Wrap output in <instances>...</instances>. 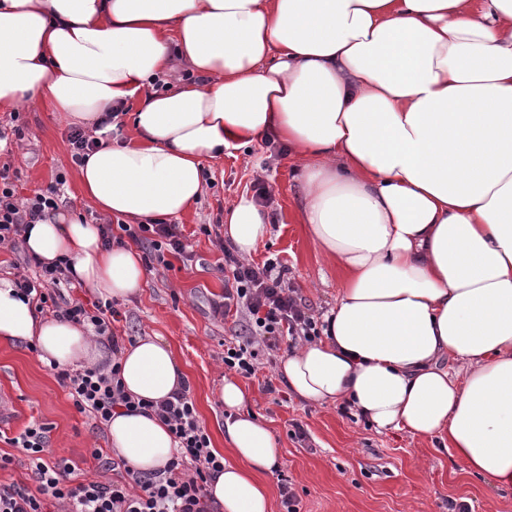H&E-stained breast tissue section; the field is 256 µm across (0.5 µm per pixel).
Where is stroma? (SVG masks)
Wrapping results in <instances>:
<instances>
[{
  "label": "stroma",
  "instance_id": "obj_1",
  "mask_svg": "<svg viewBox=\"0 0 512 512\" xmlns=\"http://www.w3.org/2000/svg\"><path fill=\"white\" fill-rule=\"evenodd\" d=\"M18 113L14 121L0 112V126L20 130L8 149L0 150V165H9L16 174L18 194L31 196L64 174L63 212H79L95 223L99 213L84 203L78 167L71 161L67 121L41 102L22 105ZM280 148V143L266 139L205 161L209 183L196 207L176 219L186 236L187 257L169 256L168 267L149 272L138 297L116 305L120 316L114 328L119 336H159L174 349L185 367L199 419L219 452L224 449L225 414L216 390L226 373L224 345L245 331L239 316L213 313L214 304L224 299V278L217 270L223 255L199 232V225L223 223L225 207L252 191L256 175H263L271 195V233L259 245L254 262L279 257L314 313L336 299L338 274L326 268L297 222L299 186ZM262 373L272 379L273 392H264L254 379L243 385L253 395L248 410L271 428L281 448L278 471L266 479L271 512H281L283 475L294 484L300 512H454L462 503L471 512H512V491L493 489L470 475L435 442L403 431L377 432L345 406L307 403L282 384L277 364L265 365ZM0 389L10 392L15 405L14 421L0 425V454L14 458L12 465L0 469V484L31 485L24 454L9 440L33 422L46 427L51 456L70 459L91 472L90 452L108 448L107 432L76 410L30 345L0 343ZM298 424L305 439L294 435Z\"/></svg>",
  "mask_w": 512,
  "mask_h": 512
}]
</instances>
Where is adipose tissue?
<instances>
[{
  "instance_id": "adipose-tissue-1",
  "label": "adipose tissue",
  "mask_w": 512,
  "mask_h": 512,
  "mask_svg": "<svg viewBox=\"0 0 512 512\" xmlns=\"http://www.w3.org/2000/svg\"><path fill=\"white\" fill-rule=\"evenodd\" d=\"M182 68L196 81L155 88ZM132 99L133 142L104 138L78 169L86 203L132 224L180 216L204 191L205 160L287 145L298 222L340 276L320 339L281 361L289 391L440 440L512 489V0H0V110L40 101L93 129ZM269 235L252 197L225 210L239 255ZM24 248L68 259L104 299L146 283L136 250L103 245L75 213L34 225ZM14 289L0 276L1 342L63 367L106 355ZM119 365L126 392L155 404L186 378L158 336ZM218 396L232 460L208 494L223 512H270L276 439L239 384ZM108 434L140 472L175 448L150 412L117 411Z\"/></svg>"
}]
</instances>
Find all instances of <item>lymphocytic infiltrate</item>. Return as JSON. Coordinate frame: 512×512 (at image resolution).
Returning a JSON list of instances; mask_svg holds the SVG:
<instances>
[{
	"mask_svg": "<svg viewBox=\"0 0 512 512\" xmlns=\"http://www.w3.org/2000/svg\"><path fill=\"white\" fill-rule=\"evenodd\" d=\"M63 178L33 197L21 198L7 170H0V246L18 249L33 224L57 212ZM105 243L128 239L148 242L157 263L166 255L185 256L186 245L179 225L124 224L101 227ZM224 300L216 313L243 312L249 317V334L241 342L226 345L223 362L227 370L250 379L258 372L260 352H277L282 344L296 346L318 336V321L303 305L297 289L288 279V268L279 259L255 264L225 251ZM67 260L41 265L36 278L19 275L15 286L30 297L39 312L94 329L111 344L119 338L112 329L116 315L111 304L86 303L78 298L57 301L54 291L70 284ZM55 375L68 391L76 409L97 425H108L116 409L137 410L135 399L122 386L118 368L56 367ZM157 418L173 434L177 448L167 466L153 473L129 468L126 460L107 457L96 448L91 457L101 470L118 471L110 481L79 477L77 466L66 458L47 460L46 429L30 424L12 445L21 447L29 462L36 489L12 483L0 484V512H213L206 486L224 467V458L211 448L210 437L201 425L187 391L171 400L153 405Z\"/></svg>",
	"mask_w": 512,
	"mask_h": 512,
	"instance_id": "lymphocytic-infiltrate-1",
	"label": "lymphocytic infiltrate"
}]
</instances>
